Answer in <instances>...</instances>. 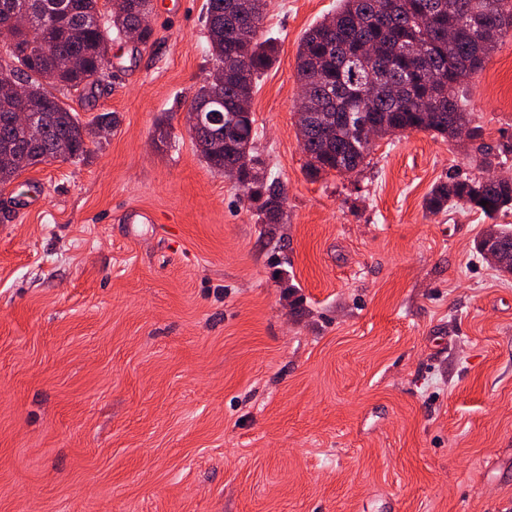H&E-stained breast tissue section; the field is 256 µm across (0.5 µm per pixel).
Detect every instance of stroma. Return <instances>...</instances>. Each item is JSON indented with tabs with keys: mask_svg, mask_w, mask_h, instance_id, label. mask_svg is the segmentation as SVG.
Listing matches in <instances>:
<instances>
[{
	"mask_svg": "<svg viewBox=\"0 0 512 512\" xmlns=\"http://www.w3.org/2000/svg\"><path fill=\"white\" fill-rule=\"evenodd\" d=\"M336 6L267 0L278 223L184 125L206 0H152L147 43L113 39L67 99L109 134L0 188V512H512V275L475 250L481 212L424 204L455 171L512 176V39L463 90L477 136L312 178L297 54Z\"/></svg>",
	"mask_w": 512,
	"mask_h": 512,
	"instance_id": "stroma-1",
	"label": "stroma"
}]
</instances>
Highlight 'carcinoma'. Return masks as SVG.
<instances>
[{
    "instance_id": "1",
    "label": "carcinoma",
    "mask_w": 512,
    "mask_h": 512,
    "mask_svg": "<svg viewBox=\"0 0 512 512\" xmlns=\"http://www.w3.org/2000/svg\"><path fill=\"white\" fill-rule=\"evenodd\" d=\"M227 0H207L206 26L209 52L215 61L236 62L239 79L224 84V103L252 100L258 80L271 65L274 40L264 34L266 0H241L245 4L240 33H224ZM336 12L311 27L301 39L297 55V80L306 93L307 109L330 111L329 134L312 129L302 142L310 156L309 175L352 173L363 167L373 147L362 140L361 126L379 124L378 136L407 131H428L454 137L457 127L469 123V112L459 96L460 87L479 72L504 38H512V0H338ZM27 8L31 26L7 30L16 10ZM150 0H0V46L6 47L8 70L26 83L21 100L0 97V185H10L25 170L54 161L58 145L67 147L64 161H75L88 151L90 129L56 95L93 87L108 64L110 36L136 28L149 13ZM456 32L448 41V31ZM368 42L378 44L380 60L363 58ZM425 47L438 80L422 82L410 69L408 53ZM74 56L80 65L61 67L60 60ZM24 110L43 122L42 143L24 145L26 129L15 123ZM257 137L255 120L237 124L236 148L226 155L210 150L207 140L193 137L200 156L212 168L234 179L251 199L261 202L263 223L280 218L283 188L267 182L250 166ZM486 205H480L481 201ZM466 204L488 217L512 211V177L460 179L432 187L426 207L438 211ZM512 240V227L495 224L478 242L484 252L487 238Z\"/></svg>"
}]
</instances>
